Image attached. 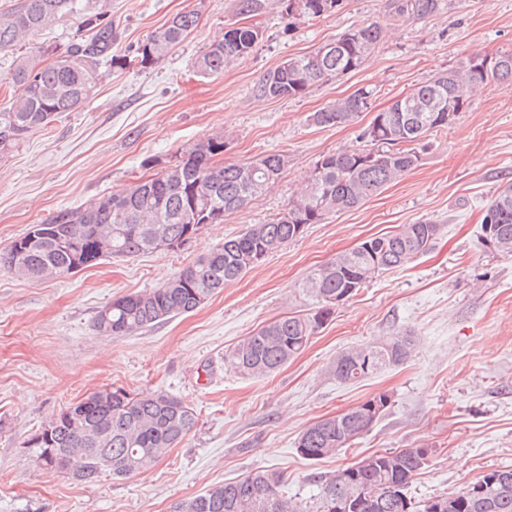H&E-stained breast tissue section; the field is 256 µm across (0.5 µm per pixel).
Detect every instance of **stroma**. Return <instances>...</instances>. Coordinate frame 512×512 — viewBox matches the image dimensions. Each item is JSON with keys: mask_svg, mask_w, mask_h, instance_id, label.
<instances>
[{"mask_svg": "<svg viewBox=\"0 0 512 512\" xmlns=\"http://www.w3.org/2000/svg\"><path fill=\"white\" fill-rule=\"evenodd\" d=\"M391 0H342L319 18L286 15L260 0L241 18L238 0H89L107 13L126 65L100 69L96 94L78 112L30 134L0 157V250L63 210L154 177L214 131L227 133L221 164L266 154L287 164L275 187L175 250L105 259L40 282L0 269V512H173L175 503L256 470L280 473L281 493L311 501L315 473L375 451L427 448L410 494L425 502L512 466V257L478 242L490 199L512 184V89L489 84L447 130L430 135L416 168L363 205L308 225L191 313L130 336L92 329L112 299L165 279L252 224L275 220L325 154L355 145L374 112L473 51L512 48V0H453L423 19L396 18ZM197 28L168 58L142 67L137 47L176 13ZM387 21L356 70L296 98L258 96L268 71L363 24ZM262 38L253 52L206 76L192 62L239 24ZM374 91L353 123L323 127L313 112L359 88ZM425 220L439 224L430 249L384 272L336 306L305 350L264 378L224 360L236 343L285 316L305 313L310 271L363 240ZM414 347L401 364L356 384L336 380L343 350L396 333ZM179 397L198 418L191 434L140 474L81 483L35 468L22 444L67 404L103 387ZM385 393L373 427L336 455L297 451L310 424Z\"/></svg>", "mask_w": 512, "mask_h": 512, "instance_id": "stroma-1", "label": "stroma"}]
</instances>
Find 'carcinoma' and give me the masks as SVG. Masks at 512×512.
<instances>
[{
  "instance_id": "cac0c4a2",
  "label": "carcinoma",
  "mask_w": 512,
  "mask_h": 512,
  "mask_svg": "<svg viewBox=\"0 0 512 512\" xmlns=\"http://www.w3.org/2000/svg\"><path fill=\"white\" fill-rule=\"evenodd\" d=\"M307 0L301 15L328 14L325 3ZM447 0H392L394 15L422 19L439 11ZM81 18L83 33L61 53L50 45L18 54L7 79L17 94L10 107L0 109V156L18 148L34 131L47 128L67 112H76L92 97L99 68L115 66L119 33L112 19L89 9L83 0H24L0 12V51L12 49L30 34L51 26L65 15ZM192 9L173 16L155 29L137 48L144 65L163 61L198 25ZM259 30L239 26L224 32L194 61L204 75H220L247 56L260 39ZM383 37L378 21L352 29L333 41L332 56L292 57L266 73L257 91L264 97H299L312 85L358 69ZM501 69L483 68L485 55H469L457 67L435 74L411 93L374 114L358 139L365 145L346 147L318 159L306 186L288 202L282 216L269 224H251L240 234L200 256L159 287L112 299L110 327L102 328L97 313L93 330L115 336L135 334L176 316L190 313L265 257L298 237L296 225L319 224L332 212L351 209L379 194L419 162L414 145L429 133L448 128L439 121L448 112L457 115L488 84L512 87V49L496 54ZM373 91L360 88L311 115L315 124H348L371 107ZM224 134L188 149L190 170L160 172L119 191L90 201L77 210H64L45 222L47 234L32 233L0 253V266L32 281L72 272L76 264L91 266L103 259L127 258L156 251L153 238L164 233L178 248L192 224H221L224 216L245 207L276 184L285 158L261 157V169L248 174L251 162L219 165ZM492 226L498 252L512 256V185L503 188L486 206L481 229ZM440 225L431 221L406 224L393 234L364 240L355 248L313 269L301 285L311 300L310 312L285 316L240 340L228 354V363L248 377H265L299 355L336 306V296L351 297L376 275L401 267L425 253L437 238ZM112 235V252L96 247L98 237ZM411 336L398 333L380 343L348 349L336 357L333 373L342 383H357L386 366L407 359ZM377 403L378 416L389 405L378 394L347 412L314 422L305 428L297 451L309 461L336 454L368 432L375 420L367 408ZM196 415L167 393L112 392L101 399L93 392L78 403L76 414L66 410L47 423V429L24 442L34 455H48L44 467L62 471L79 482H92L107 472L125 479L151 466L182 442L195 428ZM429 448L385 450L363 456L330 473H316L318 493L307 509L280 494L281 477L258 470L240 480L216 485L176 504L175 512H512V468L492 470L469 487L427 501L419 509L408 490L428 464Z\"/></svg>"
}]
</instances>
